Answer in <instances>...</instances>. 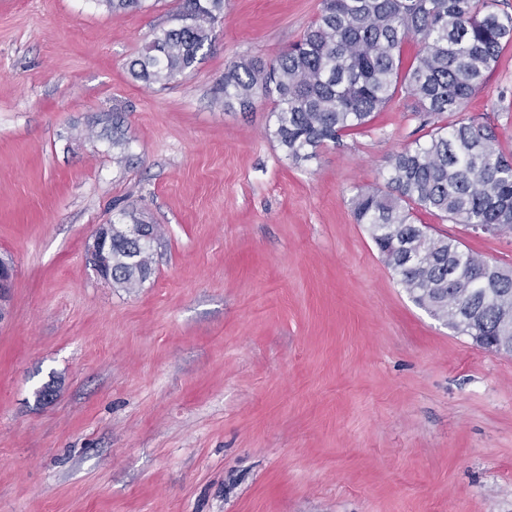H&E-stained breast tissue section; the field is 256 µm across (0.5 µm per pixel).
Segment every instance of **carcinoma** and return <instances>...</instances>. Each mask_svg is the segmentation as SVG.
Segmentation results:
<instances>
[{"label": "carcinoma", "mask_w": 512, "mask_h": 512, "mask_svg": "<svg viewBox=\"0 0 512 512\" xmlns=\"http://www.w3.org/2000/svg\"><path fill=\"white\" fill-rule=\"evenodd\" d=\"M226 6L180 0L176 24L145 44L131 75L166 85L193 69ZM411 40L418 51L405 68L402 48ZM511 44L512 13L496 0H321L316 20L276 59L224 71V104L246 110L272 101V135L296 163L365 127L396 93L414 98L415 114L432 128L387 155V190L356 189L353 215L412 299L485 347L488 337L512 343V267L430 233L414 211L484 234L512 231V156L494 120L465 115ZM445 114L450 122L431 123ZM110 254L117 287L136 288L149 276L153 251L139 249L121 224L112 225Z\"/></svg>", "instance_id": "obj_1"}]
</instances>
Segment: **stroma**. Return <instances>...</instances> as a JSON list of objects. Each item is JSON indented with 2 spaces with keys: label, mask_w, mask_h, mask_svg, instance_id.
Listing matches in <instances>:
<instances>
[{
  "label": "stroma",
  "mask_w": 512,
  "mask_h": 512,
  "mask_svg": "<svg viewBox=\"0 0 512 512\" xmlns=\"http://www.w3.org/2000/svg\"><path fill=\"white\" fill-rule=\"evenodd\" d=\"M177 3L0 0V512H512V354L415 304L352 214L425 135L414 100L294 162L272 101L221 86L320 0H229L191 71L134 79ZM505 100L512 45L466 106L511 152ZM134 219L161 239L116 288L86 241ZM417 221L512 265V233Z\"/></svg>",
  "instance_id": "35a3bbf8"
}]
</instances>
